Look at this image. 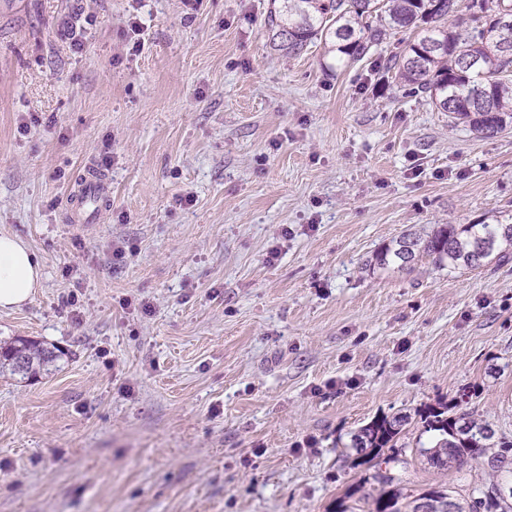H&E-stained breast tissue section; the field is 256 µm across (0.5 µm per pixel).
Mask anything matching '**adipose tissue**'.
Listing matches in <instances>:
<instances>
[{"label":"adipose tissue","mask_w":512,"mask_h":512,"mask_svg":"<svg viewBox=\"0 0 512 512\" xmlns=\"http://www.w3.org/2000/svg\"><path fill=\"white\" fill-rule=\"evenodd\" d=\"M42 267L20 239L0 235V309L12 310L28 302L41 287Z\"/></svg>","instance_id":"obj_1"}]
</instances>
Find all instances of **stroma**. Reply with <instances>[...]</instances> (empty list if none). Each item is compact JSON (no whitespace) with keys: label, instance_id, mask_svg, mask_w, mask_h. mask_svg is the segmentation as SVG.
I'll use <instances>...</instances> for the list:
<instances>
[{"label":"stroma","instance_id":"35a3bbf8","mask_svg":"<svg viewBox=\"0 0 512 512\" xmlns=\"http://www.w3.org/2000/svg\"><path fill=\"white\" fill-rule=\"evenodd\" d=\"M267 6L0 0V234L44 274L0 337L61 353L0 377V512H334L376 471L352 433L463 390L512 437V262L370 264L410 227L512 223V126L407 94L404 32L282 57ZM93 169L111 203L79 228Z\"/></svg>","mask_w":512,"mask_h":512}]
</instances>
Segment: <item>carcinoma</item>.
I'll use <instances>...</instances> for the list:
<instances>
[{
    "label": "carcinoma",
    "mask_w": 512,
    "mask_h": 512,
    "mask_svg": "<svg viewBox=\"0 0 512 512\" xmlns=\"http://www.w3.org/2000/svg\"><path fill=\"white\" fill-rule=\"evenodd\" d=\"M264 19L270 44L285 56L300 55L314 41L344 64L371 57L394 31L413 32L404 52L384 59L400 84L426 98L456 124L490 137L512 124V0H270ZM477 25L462 27L463 10ZM512 254V224H435L408 229L373 255L380 269L411 270L427 258L437 267L479 269ZM59 358L21 336L0 340V374L32 378ZM463 398L426 405L414 413L379 415L351 436L361 462L398 459L408 449L401 439L417 424L428 435L408 450L437 470L466 471L485 465L512 472V438L461 410ZM491 480L456 494L446 487L414 492L377 470L348 497L371 505L369 512H418V503L437 507L453 501L455 512H512V493Z\"/></svg>",
    "instance_id": "carcinoma-1"
}]
</instances>
